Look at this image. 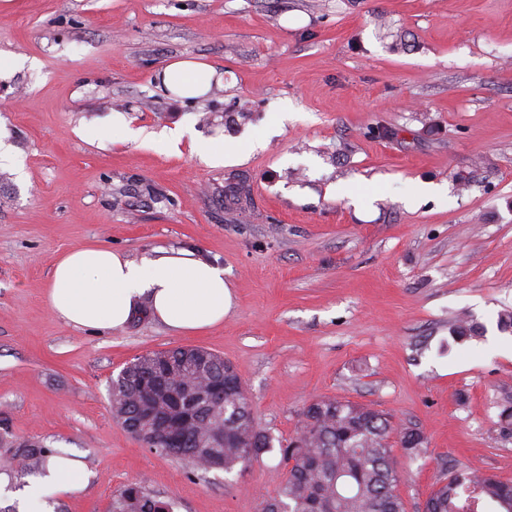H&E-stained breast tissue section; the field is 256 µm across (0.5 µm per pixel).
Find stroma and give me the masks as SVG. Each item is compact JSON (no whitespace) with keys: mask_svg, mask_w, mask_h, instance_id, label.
<instances>
[{"mask_svg":"<svg viewBox=\"0 0 512 512\" xmlns=\"http://www.w3.org/2000/svg\"><path fill=\"white\" fill-rule=\"evenodd\" d=\"M183 58L223 84L173 97L156 74ZM116 112L152 141L114 139ZM0 131L23 168L0 166V512H110L140 479L179 512H260L279 452L204 473L112 416V379L178 346L230 361L276 437L318 396L420 429L406 512L457 462L512 481V0H0ZM216 137L236 161L196 155ZM241 180L242 214L224 198ZM88 245L193 249L233 306L196 334L146 309L73 327L44 294ZM461 315L481 337L452 342ZM28 442L77 460L82 487L24 499L47 473L24 470Z\"/></svg>","mask_w":512,"mask_h":512,"instance_id":"1","label":"stroma"}]
</instances>
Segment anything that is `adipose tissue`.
Masks as SVG:
<instances>
[{"mask_svg": "<svg viewBox=\"0 0 512 512\" xmlns=\"http://www.w3.org/2000/svg\"><path fill=\"white\" fill-rule=\"evenodd\" d=\"M213 67L193 59L168 64L159 77L181 98L205 95ZM47 304L64 322L80 328L122 329L142 305L171 330L190 333L223 322L232 305L223 267L186 248L160 250L135 261L109 247H82L55 264Z\"/></svg>", "mask_w": 512, "mask_h": 512, "instance_id": "1", "label": "adipose tissue"}]
</instances>
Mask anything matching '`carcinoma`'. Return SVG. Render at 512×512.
<instances>
[{"instance_id": "obj_1", "label": "carcinoma", "mask_w": 512, "mask_h": 512, "mask_svg": "<svg viewBox=\"0 0 512 512\" xmlns=\"http://www.w3.org/2000/svg\"><path fill=\"white\" fill-rule=\"evenodd\" d=\"M462 342L479 335V327L460 320L450 329ZM186 347L154 354V360L126 367L112 380L110 400L120 404L124 420L141 415L140 380L160 365H177ZM214 361L196 371L199 402L174 385L156 395L166 413L178 423L175 441L145 435L147 448L184 461L195 471L245 470L249 463L274 450L275 436L258 426L243 381L234 367L215 354ZM213 386L224 387L220 405L208 402ZM224 427V443L205 439L211 426ZM428 439L413 427L398 429L391 417L371 405L321 396L302 411L294 435L279 443L285 472L277 496L262 503L261 512H406L398 492L402 473L395 466L394 448L409 460L428 452ZM498 512H512V481L468 467L448 468V479L431 491L423 512H482L484 503ZM112 512H171V502L161 499L141 482L125 484L112 493Z\"/></svg>"}]
</instances>
